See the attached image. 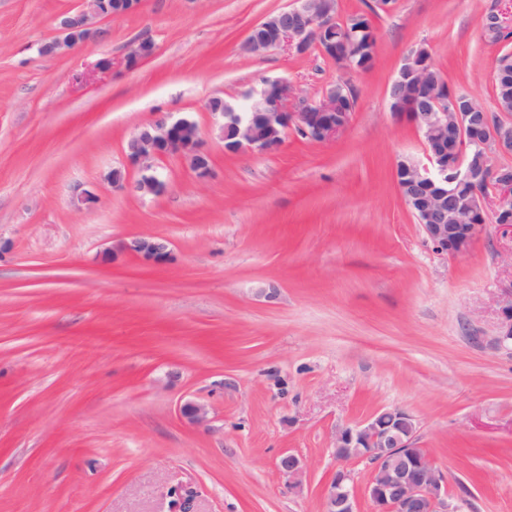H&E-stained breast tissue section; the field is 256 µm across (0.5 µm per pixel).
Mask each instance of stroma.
Segmentation results:
<instances>
[{
  "mask_svg": "<svg viewBox=\"0 0 512 512\" xmlns=\"http://www.w3.org/2000/svg\"><path fill=\"white\" fill-rule=\"evenodd\" d=\"M290 4L144 0L44 57L78 0H0V512H172L177 490L194 512H324L337 426L394 407L463 512H512V349L493 343L512 227L488 223L461 255L434 248L395 178L423 140L388 98L423 46L493 109L512 41L487 42L480 19L512 21V0H395L372 18L367 72L315 49L245 52ZM142 40L155 54L127 67ZM275 79L315 101L347 82V128L225 153L206 102L241 106ZM158 112L196 122L209 181L168 157L163 194L130 189L126 143ZM119 167L123 189L108 179ZM134 235L167 238L170 261L125 254ZM188 402L208 406L207 426L181 415ZM285 451L307 465L300 487L277 469Z\"/></svg>",
  "mask_w": 512,
  "mask_h": 512,
  "instance_id": "35a3bbf8",
  "label": "stroma"
}]
</instances>
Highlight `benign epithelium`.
I'll return each mask as SVG.
<instances>
[{
    "label": "benign epithelium",
    "mask_w": 512,
    "mask_h": 512,
    "mask_svg": "<svg viewBox=\"0 0 512 512\" xmlns=\"http://www.w3.org/2000/svg\"><path fill=\"white\" fill-rule=\"evenodd\" d=\"M294 2L253 26L246 51L261 54L289 43L297 53L306 54L315 46L326 56L340 57L348 70L363 69L357 64L363 52L360 42L344 33L336 35L335 0ZM141 7L142 0H81L79 8L59 17L58 35L42 43L39 53L55 56L73 51L98 38L99 20L136 14ZM154 49L150 41L133 46L127 57L129 65L151 56ZM432 69L428 50L412 48L392 82L402 93L391 96V111L406 116L421 134L427 158L425 164L399 161L396 180L427 239L438 251L459 255L487 228L482 185L496 183L500 192L497 224H512V167L493 163L497 155L512 156V114L470 112L445 89L439 95L426 92ZM347 89L348 83L340 82L321 102L312 104L291 83L273 80L254 97L252 112L244 117L227 101L215 108L209 100L206 108L219 120L226 151L268 154L281 148L291 126L313 142L335 138L352 115L338 102ZM125 155L139 173L134 189L142 196L164 192L166 184L155 168L156 160L163 157L180 158L200 181L212 176L211 154L196 123L169 112H158L142 125L127 142ZM70 193L87 209L96 203L94 193L81 184L73 185ZM123 250L153 265L164 264L171 256L169 243L152 237H135ZM495 342L500 347L512 345V302L502 308ZM180 412L191 424L207 422L208 409L203 404L188 402ZM417 432L415 418L399 408L336 428L332 450L337 466L325 486V512H357V490L347 463L368 459L372 460L371 476L363 495L372 512H461L462 504L448 500L447 483L428 450L405 453ZM277 468L289 486H301L306 471L301 458L284 452Z\"/></svg>",
    "instance_id": "benign-epithelium-1"
}]
</instances>
